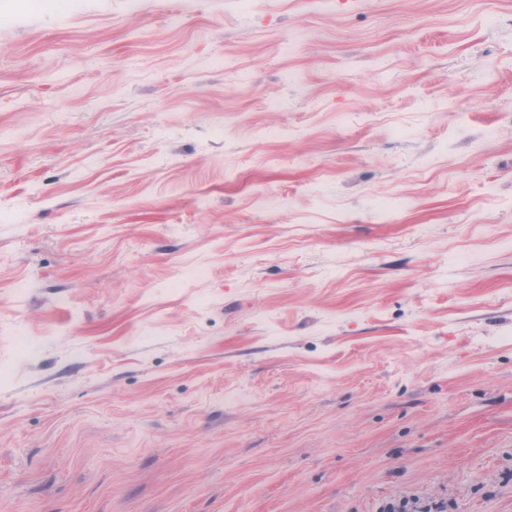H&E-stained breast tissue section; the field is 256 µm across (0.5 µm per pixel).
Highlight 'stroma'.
Here are the masks:
<instances>
[{
  "label": "stroma",
  "instance_id": "stroma-1",
  "mask_svg": "<svg viewBox=\"0 0 512 512\" xmlns=\"http://www.w3.org/2000/svg\"><path fill=\"white\" fill-rule=\"evenodd\" d=\"M512 0H0V512H512Z\"/></svg>",
  "mask_w": 512,
  "mask_h": 512
}]
</instances>
